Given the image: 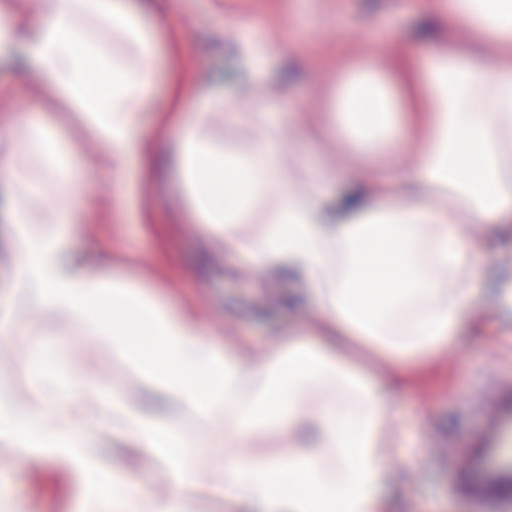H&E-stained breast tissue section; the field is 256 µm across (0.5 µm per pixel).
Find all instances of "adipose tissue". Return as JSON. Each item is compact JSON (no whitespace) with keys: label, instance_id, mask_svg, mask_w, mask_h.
<instances>
[{"label":"adipose tissue","instance_id":"ef3b65f1","mask_svg":"<svg viewBox=\"0 0 512 512\" xmlns=\"http://www.w3.org/2000/svg\"><path fill=\"white\" fill-rule=\"evenodd\" d=\"M440 11L449 29H468L472 40L427 33L421 50L395 68L365 65L337 84L325 127L352 132L360 147L382 156L371 180L301 156L306 188L286 187L267 201V183L280 171L275 139L223 147L207 128L218 111L237 127L271 124L270 113L259 101L241 114L230 98L200 86L172 150L189 218L211 227L226 250L248 255L256 269L301 281L318 312L314 337H293L249 362L240 347L209 340L187 312L76 257L83 210L72 152L56 125L27 122L24 149L41 160L60 206L43 215L34 205L42 184L22 180L14 163L0 165V188L10 193L11 246L22 257L0 311V335H16L11 311L24 304L78 317L156 394L223 426L225 440L241 447L256 429L276 426L296 450L272 462L228 460L208 484H198L182 454L192 440L140 399L106 397L90 375L55 380L39 346L26 366L29 400L0 401V448L30 465L67 460L84 502L106 498L112 512H186L199 495L223 502L225 512H321L325 505L384 512L391 417L370 370L350 358V344L364 341L386 360H425L446 347L474 298L448 289L444 276L475 278L492 255V234L512 230V0H440ZM86 21L109 26L121 53L106 55L85 34ZM0 52L20 55L24 69L81 107L91 132L112 146L105 163L125 198V173L147 142L138 118L158 73L156 33L142 11L132 0H52L39 24L20 15L1 19ZM93 66L106 75L105 89L92 88ZM409 137L419 142L411 167L397 152ZM460 222L486 226L489 238L461 239L454 230ZM380 240L395 246L391 286L365 295L364 249ZM108 304L121 317L106 321ZM129 323L160 340L163 361L126 341ZM313 386L329 398L307 416L302 403ZM100 429L131 437L139 453L164 461L167 494L147 493L128 470L106 465Z\"/></svg>","mask_w":512,"mask_h":512}]
</instances>
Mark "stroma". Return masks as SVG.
<instances>
[{
	"label": "stroma",
	"instance_id": "35a3bbf8",
	"mask_svg": "<svg viewBox=\"0 0 512 512\" xmlns=\"http://www.w3.org/2000/svg\"><path fill=\"white\" fill-rule=\"evenodd\" d=\"M146 2V20L164 21L155 95L142 115L148 134L170 145L180 136V127L167 122L171 87H179L185 102L193 103L202 76L238 71L244 37L283 38L294 49L272 61L262 84L225 82L235 107L251 111L256 97L265 96L282 147L327 166L353 160L365 177L376 176L373 158L347 134H324L321 114L342 71L379 58L384 40H392L399 51L414 41L417 0H319L323 19L317 24L308 20L305 0ZM294 109L299 119L292 122L288 114ZM20 112L59 123L72 148L75 183L85 207L75 242L79 252L107 258L127 279L159 288L172 303L187 306L220 345L236 344L248 353L272 350L285 331L306 332L315 326L313 307L283 303L299 291V284L254 269L245 254L210 244L206 226L186 217L173 171L137 163L135 194L117 207L115 177L101 163L110 145L92 134L78 112L47 86L21 76L4 58L0 123H13ZM472 286L476 297L463 329L431 362L404 360L393 368L366 345L352 346L355 360L373 369L392 417L389 512H474L466 499L449 494L448 464L469 448L486 394L512 383V314L503 312L493 283L479 277ZM18 319L22 335L0 336L1 396H24L22 370L37 343L51 351L55 377H66L89 362L106 392L141 388L139 377L114 360L96 332L81 322L52 321L36 308L21 310ZM168 422L199 439L192 463L200 480L208 479L216 460L238 454L226 446L223 431L206 428L186 406H174ZM100 440L108 463L129 468L145 490L165 489V472L154 459L124 452L123 439L111 433H101ZM0 461L6 465L0 472V512H12L16 502L25 512H76L82 489L68 479L64 463L37 468L10 454Z\"/></svg>",
	"mask_w": 512,
	"mask_h": 512
}]
</instances>
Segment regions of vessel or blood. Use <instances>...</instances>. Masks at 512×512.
Here are the masks:
<instances>
[{"label":"vessel or blood","instance_id":"b4317fda","mask_svg":"<svg viewBox=\"0 0 512 512\" xmlns=\"http://www.w3.org/2000/svg\"><path fill=\"white\" fill-rule=\"evenodd\" d=\"M486 405L463 463L448 469V489L479 512H512V385L497 387Z\"/></svg>","mask_w":512,"mask_h":512}]
</instances>
